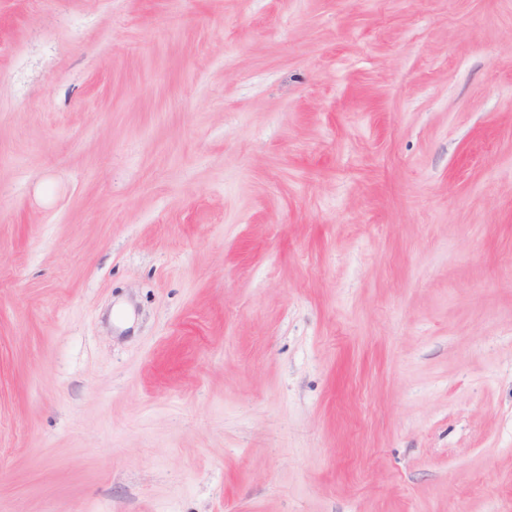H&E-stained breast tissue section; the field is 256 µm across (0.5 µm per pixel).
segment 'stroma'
I'll use <instances>...</instances> for the list:
<instances>
[{
  "label": "stroma",
  "instance_id": "1",
  "mask_svg": "<svg viewBox=\"0 0 512 512\" xmlns=\"http://www.w3.org/2000/svg\"><path fill=\"white\" fill-rule=\"evenodd\" d=\"M0 512H512V0H0Z\"/></svg>",
  "mask_w": 512,
  "mask_h": 512
}]
</instances>
